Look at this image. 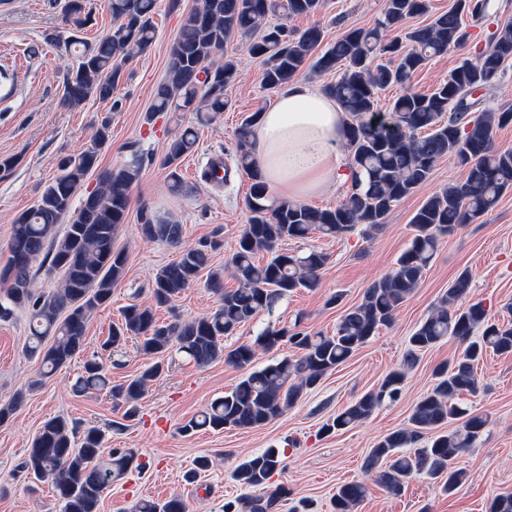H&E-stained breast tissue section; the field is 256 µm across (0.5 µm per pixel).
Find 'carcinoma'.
Segmentation results:
<instances>
[{"instance_id": "obj_1", "label": "carcinoma", "mask_w": 512, "mask_h": 512, "mask_svg": "<svg viewBox=\"0 0 512 512\" xmlns=\"http://www.w3.org/2000/svg\"><path fill=\"white\" fill-rule=\"evenodd\" d=\"M325 0H197L173 43L164 81L156 89L151 114L195 112L198 115L224 111V89L238 77L232 55L217 57L224 44L237 34L247 35L271 16L316 14ZM156 0H110L112 30L98 43L81 39L75 66L64 77L63 102L77 106L90 97L111 99L124 65L145 52L155 38L152 22ZM491 0H456L454 7L431 23L404 27L407 20L429 11L428 0H385L382 17L369 29L347 31L317 60L321 71L339 70L325 92L349 114L347 149L351 184L344 199L333 209H317L294 201L272 199L252 168L251 138L256 116L246 118L237 129L235 152L238 170L251 176L247 198L249 217L231 260L238 286L224 290V276L209 273L207 285L217 295L216 306L191 320L157 319L151 306L132 304L123 310V321L112 328L100 346L112 352L134 338L140 352L153 363L139 375L114 384L98 355L86 359L74 391L87 394L105 390L126 407L125 417L137 412L138 401L149 383L163 369L162 357L171 350L185 354L199 366L224 360L237 366L253 363L257 352L277 350L288 343L291 356L275 358L251 371L224 396L210 403L184 431L199 429H253L282 416L307 391L337 366L346 362L382 327L394 319L398 306L416 289L436 255L439 243L463 224L475 222L493 209L501 196L512 190V150L495 144L497 129L512 123V109L482 106L478 91L490 89L512 61V23L498 29L488 48L473 60L465 59L448 79L430 94L405 92L388 110L378 108V94L390 86H406L414 73L430 59L458 47L464 40L463 15L477 19L491 14ZM321 41V32L310 28L297 32L284 24L268 28L249 52L264 59L263 83L276 89L289 83ZM107 123L76 157H65L59 175L44 190L31 210L16 218L9 244L10 256L0 269V280L9 283L0 296V319L23 309L30 318L28 352L40 361L48 376L68 365L83 350L88 320L107 303L122 280L126 255L115 249L114 238L129 211L130 192L143 168L144 158L134 154L122 165L97 170L98 157L108 140ZM197 132L185 128L168 145L163 165L169 169L170 188L183 190L177 172L179 160L196 144ZM453 153L465 167L463 180L448 184L425 200L412 217L414 236L393 268L366 288L361 302L348 308L328 335H310L285 326L266 328L251 343L233 349L224 347L231 336L259 311L300 288L318 285L328 256L315 249L302 254L282 250L286 239H307L313 234L341 237L357 226L377 228L402 200L424 184L437 160ZM224 163L213 161L205 170L206 181H227ZM97 172V185L85 191L81 205L72 209V199L87 176ZM69 218L64 233L57 235L60 221ZM150 241L179 248L178 257L157 270L153 298L165 306L195 282L209 267L212 241L185 246L182 225L147 219L141 225ZM264 252L267 259H257ZM49 271L60 273L55 291L39 293L32 288L33 267L38 259ZM469 292V279L460 274L448 287L429 316L409 338L405 364H415L420 353L452 337L463 343V354L435 369L437 383L421 397L410 415V427L393 431L369 452L366 468L375 482L399 495L415 475L442 482L452 493L466 473L453 466L466 449L473 447L487 418L470 414L459 399L478 389L477 368L492 352L512 354V320L488 316L480 303L462 306ZM404 373L394 371L379 387L366 392L333 420L331 428L351 427L368 418L385 399L399 392ZM462 425L450 429L448 424ZM440 431L429 446L407 455L403 449L417 444L430 431ZM103 434L95 426H83L63 416L43 423L32 440L22 468L36 479L52 482L62 503V512H99L104 490L137 464L138 455L114 448L102 460ZM279 448H268L242 462L235 472L244 488L265 485L282 466ZM368 487L363 482L340 486L333 496V512H354L364 501ZM283 495L245 497L247 512H269ZM137 512H186L179 498L142 501ZM486 512H512V492L494 496Z\"/></svg>"}]
</instances>
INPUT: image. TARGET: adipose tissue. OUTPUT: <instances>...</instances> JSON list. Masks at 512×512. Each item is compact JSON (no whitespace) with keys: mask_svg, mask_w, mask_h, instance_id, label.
<instances>
[{"mask_svg":"<svg viewBox=\"0 0 512 512\" xmlns=\"http://www.w3.org/2000/svg\"><path fill=\"white\" fill-rule=\"evenodd\" d=\"M345 112L305 82L289 85L255 126L252 161L279 197L305 200L350 181Z\"/></svg>","mask_w":512,"mask_h":512,"instance_id":"adipose-tissue-1","label":"adipose tissue"}]
</instances>
